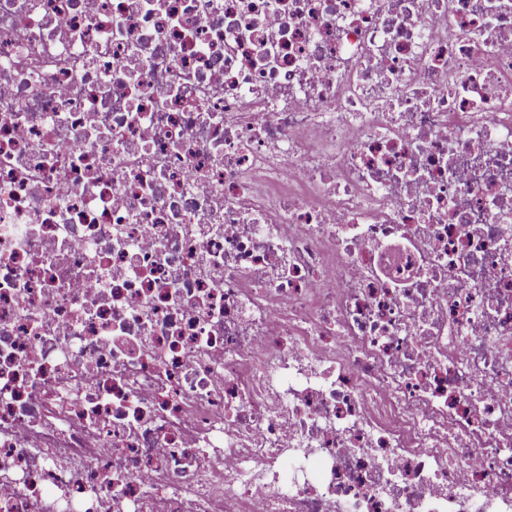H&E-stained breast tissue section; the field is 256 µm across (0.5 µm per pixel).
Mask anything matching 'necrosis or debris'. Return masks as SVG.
I'll return each instance as SVG.
<instances>
[{
    "label": "necrosis or debris",
    "instance_id": "1",
    "mask_svg": "<svg viewBox=\"0 0 512 512\" xmlns=\"http://www.w3.org/2000/svg\"><path fill=\"white\" fill-rule=\"evenodd\" d=\"M0 512H512V0H0Z\"/></svg>",
    "mask_w": 512,
    "mask_h": 512
}]
</instances>
